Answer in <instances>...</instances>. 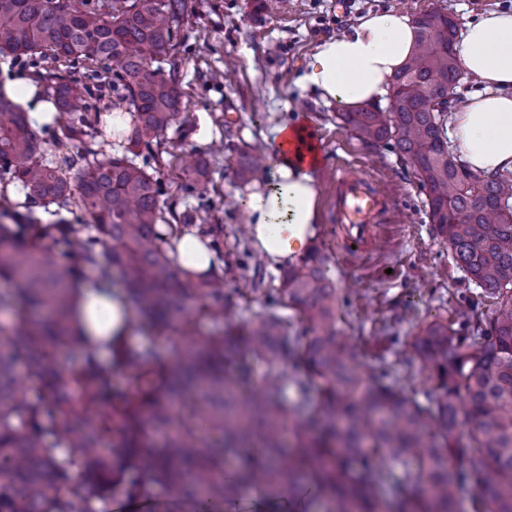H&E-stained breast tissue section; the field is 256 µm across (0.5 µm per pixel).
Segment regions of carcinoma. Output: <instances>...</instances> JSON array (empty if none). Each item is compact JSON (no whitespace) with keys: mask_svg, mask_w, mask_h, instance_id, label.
Instances as JSON below:
<instances>
[{"mask_svg":"<svg viewBox=\"0 0 512 512\" xmlns=\"http://www.w3.org/2000/svg\"><path fill=\"white\" fill-rule=\"evenodd\" d=\"M187 2L112 0L105 11L100 0H0V56L64 65L44 80L65 115L55 136L76 149L60 165L43 159L21 103L0 86V183L27 190L23 203L0 195V214L12 218L0 222V278L14 284L0 345V512H94L108 494L139 497L153 486L196 504H221L243 487L273 499L303 471L326 512H512V180L474 173L448 149V88L464 79L458 22L418 15V51L394 76L389 108L341 113L362 141L413 168L431 223L490 299L487 313L465 299L458 327L432 321L410 352L392 351L428 372L434 390L422 401L388 372L369 379L354 367L320 249L282 272L269 289L273 308L249 324L228 301L223 240L208 241L218 264L203 274L170 256L174 237L213 234L203 156L182 169L180 188L196 205L173 224L161 205L159 147L181 125L174 40ZM165 60L170 70L152 68ZM108 94L130 115L120 156L95 148L108 142L99 106ZM266 160L239 150L237 176L255 177ZM34 206L54 207L55 221L38 223ZM75 206L87 223L66 217ZM87 267L103 279L119 271L136 314L162 330L187 314L219 330L177 352V377L157 353L126 343L103 361L74 316ZM277 306L304 327L293 330ZM61 346L83 352L78 371L64 369ZM251 357L270 367L259 389ZM286 360L295 374L281 369ZM114 370L130 391L112 390ZM166 425L175 430L159 445L148 427Z\"/></svg>","mask_w":512,"mask_h":512,"instance_id":"obj_1","label":"carcinoma"}]
</instances>
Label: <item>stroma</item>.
I'll return each instance as SVG.
<instances>
[{
    "label": "stroma",
    "instance_id": "obj_1",
    "mask_svg": "<svg viewBox=\"0 0 512 512\" xmlns=\"http://www.w3.org/2000/svg\"><path fill=\"white\" fill-rule=\"evenodd\" d=\"M207 3L203 13H188L177 36L186 121L180 129L168 130L166 150L208 157L210 221L223 225L224 247L229 250L234 245L233 230L248 222L243 206L246 194L268 179L263 172L254 182L239 183L234 173L237 150L251 145L271 149L276 128L306 119L325 154L316 172L323 227L316 244L329 255L331 273L346 299L338 313V325L352 337L363 372L384 365L414 389H431L427 371L406 367L394 355L384 353L380 337L408 341L418 326L452 319L458 298H475L482 290L468 282L447 243L437 236L412 168L389 148L360 140L340 120L339 105H325L318 94L302 89L297 79L323 39L348 31L367 13L399 8L414 17L438 11L463 24L488 10L512 9V0ZM217 143L224 146L218 153L212 150ZM340 164L374 180L390 207L380 219L386 227L385 243L359 260L345 255L336 233L335 169ZM246 279L262 285L249 301L237 303L243 320L248 321L265 313L266 290L277 285L278 276L253 255L224 274L229 288ZM188 341L179 324L165 331L137 324L128 339L133 347L160 351L169 366L176 362V349Z\"/></svg>",
    "mask_w": 512,
    "mask_h": 512
}]
</instances>
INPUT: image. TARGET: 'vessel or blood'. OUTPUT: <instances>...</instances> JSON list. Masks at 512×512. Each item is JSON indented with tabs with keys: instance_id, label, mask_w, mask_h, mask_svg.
Masks as SVG:
<instances>
[{
	"instance_id": "b4317fda",
	"label": "vessel or blood",
	"mask_w": 512,
	"mask_h": 512,
	"mask_svg": "<svg viewBox=\"0 0 512 512\" xmlns=\"http://www.w3.org/2000/svg\"><path fill=\"white\" fill-rule=\"evenodd\" d=\"M336 175V211L341 229L356 243L357 253L371 251L381 234L372 218L382 210L384 200L369 180L342 167L337 168Z\"/></svg>"
}]
</instances>
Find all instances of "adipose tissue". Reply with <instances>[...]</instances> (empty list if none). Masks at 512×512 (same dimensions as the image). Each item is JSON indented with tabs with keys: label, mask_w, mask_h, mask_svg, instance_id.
Here are the masks:
<instances>
[{
	"label": "adipose tissue",
	"mask_w": 512,
	"mask_h": 512,
	"mask_svg": "<svg viewBox=\"0 0 512 512\" xmlns=\"http://www.w3.org/2000/svg\"><path fill=\"white\" fill-rule=\"evenodd\" d=\"M417 43V30L406 14L372 12L350 31L322 40L300 81L322 100L346 108L381 103ZM458 59L481 89L450 112L449 141L472 172H512V10H491L467 24ZM274 149L265 188L244 201L250 240L272 271L296 263L320 233L319 160L307 125L278 127ZM81 296L79 315L88 348L102 353L125 343L132 312L118 290L97 279L84 283Z\"/></svg>",
	"instance_id": "ef3b65f1"
}]
</instances>
